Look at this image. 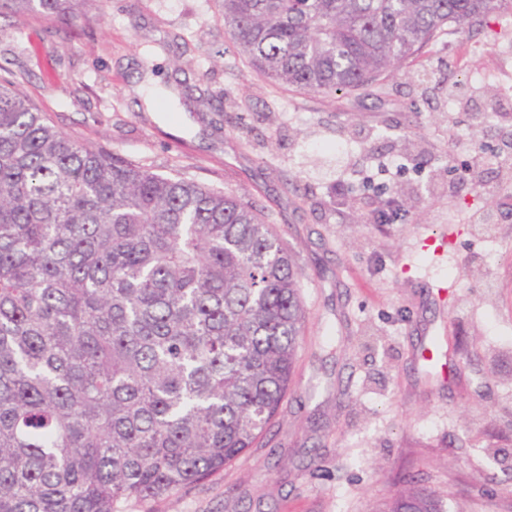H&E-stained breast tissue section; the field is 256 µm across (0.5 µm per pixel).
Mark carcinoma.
<instances>
[{"mask_svg": "<svg viewBox=\"0 0 512 512\" xmlns=\"http://www.w3.org/2000/svg\"><path fill=\"white\" fill-rule=\"evenodd\" d=\"M94 0H0L78 19ZM268 83L377 84L512 0H221ZM305 311L291 251L235 194L62 131L0 66V512H113L224 469L288 392ZM380 512H445L427 489Z\"/></svg>", "mask_w": 512, "mask_h": 512, "instance_id": "carcinoma-1", "label": "carcinoma"}]
</instances>
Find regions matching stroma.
I'll return each mask as SVG.
<instances>
[{"label":"stroma","instance_id":"1","mask_svg":"<svg viewBox=\"0 0 512 512\" xmlns=\"http://www.w3.org/2000/svg\"><path fill=\"white\" fill-rule=\"evenodd\" d=\"M0 64L68 135L234 192L301 271L303 336L264 436L114 512H372L420 487L450 512H512V13L336 95L253 72L220 0L5 14Z\"/></svg>","mask_w":512,"mask_h":512}]
</instances>
